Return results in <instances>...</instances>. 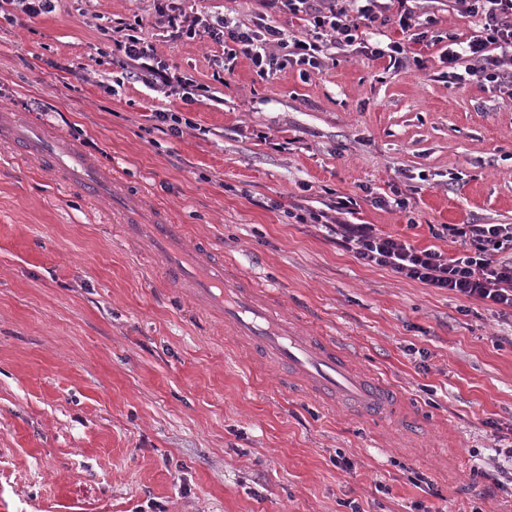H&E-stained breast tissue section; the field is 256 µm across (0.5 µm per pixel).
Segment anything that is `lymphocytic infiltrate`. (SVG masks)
<instances>
[{"mask_svg": "<svg viewBox=\"0 0 512 512\" xmlns=\"http://www.w3.org/2000/svg\"><path fill=\"white\" fill-rule=\"evenodd\" d=\"M252 25L244 26L224 15L187 16L175 0L158 5L160 22L187 39L206 37L224 48V61L212 73L222 81L238 57H246L264 81L277 78L287 66H299L301 78L335 61L337 53L387 59L390 68L424 69L422 59L409 56L406 42L448 43L440 55L447 77L455 84L477 80L492 88L512 89V0H454V9L474 19L479 30L469 40L452 31L434 30V21L422 17L409 0H255ZM295 20L292 29L274 25L273 14ZM397 24L402 38L381 45L371 37L381 26ZM123 38L119 66L128 78L150 89L191 87L189 79L172 72L156 48L139 34L137 23L119 22ZM355 201L334 196L322 209L296 214L300 224H319L362 265L380 267L397 277L456 297L478 300L512 310V224H441L435 238L448 240L459 252L418 247L379 232L374 225L356 224L349 216Z\"/></svg>", "mask_w": 512, "mask_h": 512, "instance_id": "obj_1", "label": "lymphocytic infiltrate"}]
</instances>
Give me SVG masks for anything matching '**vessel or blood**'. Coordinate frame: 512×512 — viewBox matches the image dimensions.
I'll list each match as a JSON object with an SVG mask.
<instances>
[{"mask_svg":"<svg viewBox=\"0 0 512 512\" xmlns=\"http://www.w3.org/2000/svg\"><path fill=\"white\" fill-rule=\"evenodd\" d=\"M7 137L27 156L51 171L62 172L68 184L92 198H107L119 219L125 241L144 244L162 262L165 282L200 312L223 319L226 334L247 353L275 362L306 380L315 395L341 400L360 415H394L395 386L385 378H371L351 364L352 354L325 336L310 335L280 301L246 276L231 273L222 255L192 243L185 225L176 223L161 207L143 210L141 196L122 182L103 179L93 161L60 138H50L35 124L10 127Z\"/></svg>","mask_w":512,"mask_h":512,"instance_id":"1","label":"vessel or blood"}]
</instances>
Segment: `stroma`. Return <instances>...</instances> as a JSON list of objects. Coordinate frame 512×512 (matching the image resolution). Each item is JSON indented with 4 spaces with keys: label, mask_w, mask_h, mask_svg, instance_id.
Segmentation results:
<instances>
[{
    "label": "stroma",
    "mask_w": 512,
    "mask_h": 512,
    "mask_svg": "<svg viewBox=\"0 0 512 512\" xmlns=\"http://www.w3.org/2000/svg\"><path fill=\"white\" fill-rule=\"evenodd\" d=\"M156 3L0 8V512H512L477 471L512 444V314L364 266L289 216L332 190L357 199L353 222L448 253L431 225L512 224V94L440 79L441 43L414 46L423 71L340 55L266 83L241 57L221 84L223 47L172 39ZM137 17L208 95L127 82L112 26ZM20 122L347 345L398 388L397 418L314 397L188 312L107 200L17 155L4 130ZM393 184L410 212L373 204Z\"/></svg>",
    "instance_id": "35a3bbf8"
}]
</instances>
